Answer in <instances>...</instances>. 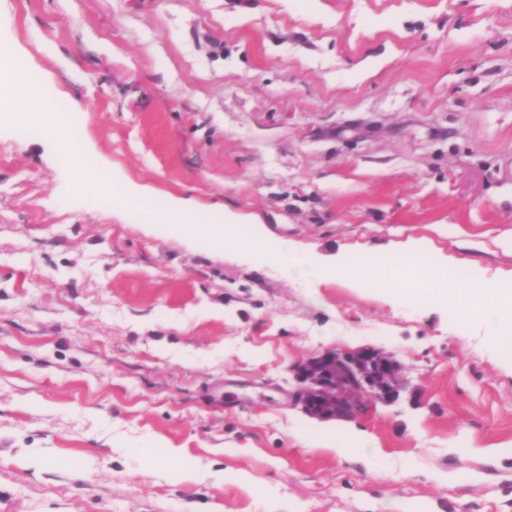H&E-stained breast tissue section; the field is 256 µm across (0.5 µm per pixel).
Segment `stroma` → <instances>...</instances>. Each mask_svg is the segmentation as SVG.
<instances>
[{
  "instance_id": "1",
  "label": "stroma",
  "mask_w": 512,
  "mask_h": 512,
  "mask_svg": "<svg viewBox=\"0 0 512 512\" xmlns=\"http://www.w3.org/2000/svg\"><path fill=\"white\" fill-rule=\"evenodd\" d=\"M18 57L94 173L289 248L162 229L0 121V512H512V309L330 276L409 247L512 289V0H0ZM365 348L396 401L294 404Z\"/></svg>"
}]
</instances>
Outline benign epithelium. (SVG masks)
<instances>
[{
    "mask_svg": "<svg viewBox=\"0 0 512 512\" xmlns=\"http://www.w3.org/2000/svg\"><path fill=\"white\" fill-rule=\"evenodd\" d=\"M297 371L302 387L295 400L318 417H352L367 399L391 402L399 395L398 365L374 349L326 353L301 363Z\"/></svg>",
    "mask_w": 512,
    "mask_h": 512,
    "instance_id": "7a95c632",
    "label": "benign epithelium"
}]
</instances>
